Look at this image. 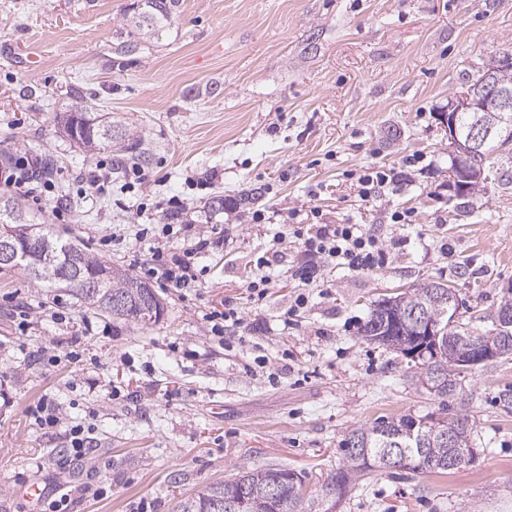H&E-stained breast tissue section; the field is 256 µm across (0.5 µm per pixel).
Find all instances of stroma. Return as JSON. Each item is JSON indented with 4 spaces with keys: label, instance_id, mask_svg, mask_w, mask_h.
Segmentation results:
<instances>
[{
    "label": "stroma",
    "instance_id": "stroma-1",
    "mask_svg": "<svg viewBox=\"0 0 512 512\" xmlns=\"http://www.w3.org/2000/svg\"><path fill=\"white\" fill-rule=\"evenodd\" d=\"M137 0H0V171L41 221L111 263L147 264L141 225L180 221L210 240L204 286L163 288L156 325H113L67 295L0 275V512H172L175 498L279 465L319 494L341 462L347 430L381 417L467 416L476 456L445 474H372L337 512H512V359L463 374L449 403L418 383L400 353L360 338L375 301L429 281H452L471 330L512 295V185L486 170L459 195L448 176L438 114L483 67L512 50V0H180L162 40L114 63L125 13ZM124 118L144 159L113 168L112 151L79 150L57 124L75 100ZM424 155L408 185L373 204L349 172L400 167ZM223 198L224 211L208 204ZM63 214H56V207ZM414 223L390 224L396 208ZM361 224L386 252L357 273L325 274L305 290L290 273L295 244L274 243L288 213ZM271 216L252 220L254 211ZM270 253L269 293L247 287ZM310 302L296 322L295 297ZM233 302L250 336L227 344L208 313ZM64 309L65 321L52 313ZM29 325H22V318ZM77 348L72 364L37 352ZM264 357L277 380L247 373ZM52 396L64 421L89 427L95 452L61 465L65 437L28 413ZM38 483L40 499L23 495ZM103 493H84L85 485Z\"/></svg>",
    "mask_w": 512,
    "mask_h": 512
}]
</instances>
